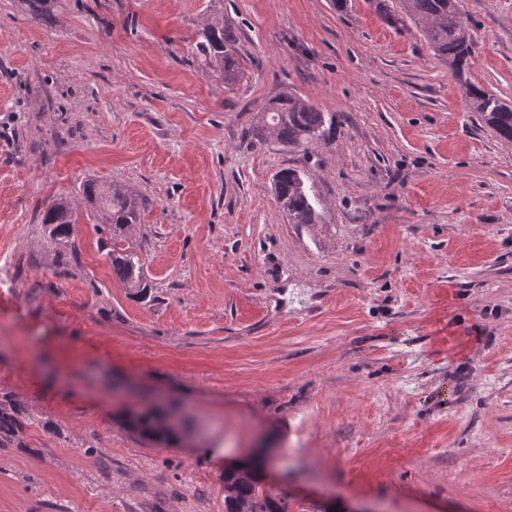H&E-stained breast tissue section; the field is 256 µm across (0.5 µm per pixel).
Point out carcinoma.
Segmentation results:
<instances>
[{
	"label": "carcinoma",
	"mask_w": 512,
	"mask_h": 512,
	"mask_svg": "<svg viewBox=\"0 0 512 512\" xmlns=\"http://www.w3.org/2000/svg\"><path fill=\"white\" fill-rule=\"evenodd\" d=\"M37 22L51 19L54 0H22ZM380 17L390 26L401 29L410 22L420 29L434 55L448 63L459 78L466 73L476 53L477 42L461 9V0H369ZM195 57L224 78V87L231 90L244 78L236 59L237 37L224 26V19H207L198 27L192 46ZM465 98L476 120L489 127L500 141L512 144V105L489 89L465 84ZM340 120L336 113L320 110L310 100L284 93L257 111L252 134L260 144H277L286 150L300 149L306 153L336 140ZM275 196L288 223L312 229L320 224L319 202L298 169L279 170L274 178ZM82 196L96 205L94 219L98 228H112V246L107 256L112 275L128 288L137 289L144 298L149 286L143 276V264L137 252L121 245L118 230L135 224L139 205L116 185L104 186L87 182ZM72 201L64 198L45 209L40 223L51 226L55 239L69 236L73 219ZM131 428L158 444L173 437L164 414L151 410L130 422ZM23 421L15 409L0 406V448L19 447L22 443ZM224 512H294L288 492L268 486L264 476L250 467L224 469Z\"/></svg>",
	"instance_id": "obj_1"
}]
</instances>
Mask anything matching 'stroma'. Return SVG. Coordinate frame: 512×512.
I'll list each match as a JSON object with an SVG mask.
<instances>
[{
  "instance_id": "1",
  "label": "stroma",
  "mask_w": 512,
  "mask_h": 512,
  "mask_svg": "<svg viewBox=\"0 0 512 512\" xmlns=\"http://www.w3.org/2000/svg\"><path fill=\"white\" fill-rule=\"evenodd\" d=\"M471 83L512 102V0H462ZM239 37L228 91L194 56ZM341 115L311 155L260 145L282 92ZM306 173L316 231L274 173ZM141 202L112 277L81 187ZM75 202L69 238L39 222ZM0 512H224L268 457L304 508L512 512V144L417 30L368 0H0ZM163 406L173 444L133 432ZM237 40L234 32L224 27L223 18H212L198 27L192 46L195 57L224 78V88L228 90H233L244 78L243 70L236 59ZM305 175L298 169L287 167L275 174L274 189L279 208L288 223L313 229L320 224L319 202L306 184ZM23 430L24 424L18 411L0 405V448L21 446Z\"/></svg>"
}]
</instances>
